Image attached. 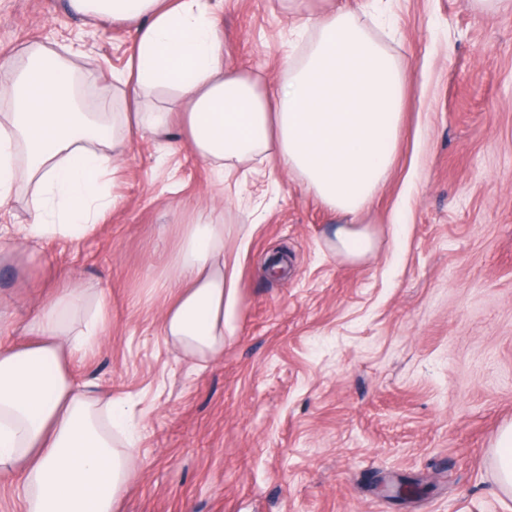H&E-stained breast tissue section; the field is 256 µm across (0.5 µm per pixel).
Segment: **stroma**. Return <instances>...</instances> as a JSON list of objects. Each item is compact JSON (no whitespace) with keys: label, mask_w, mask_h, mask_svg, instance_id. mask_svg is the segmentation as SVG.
Masks as SVG:
<instances>
[{"label":"stroma","mask_w":512,"mask_h":512,"mask_svg":"<svg viewBox=\"0 0 512 512\" xmlns=\"http://www.w3.org/2000/svg\"><path fill=\"white\" fill-rule=\"evenodd\" d=\"M218 17L227 62L287 79L303 42L285 0H223ZM363 22L408 74L372 255L329 253L326 210L276 153L222 182L177 132L132 138L80 240L0 256L18 314L60 288L108 302L101 345L69 371L133 405L118 512H512L492 465L512 425V6L380 0ZM35 43L106 74L132 49L68 0H0V59ZM203 209L237 271L219 361L160 335L169 261ZM402 480L423 493L388 497Z\"/></svg>","instance_id":"1"}]
</instances>
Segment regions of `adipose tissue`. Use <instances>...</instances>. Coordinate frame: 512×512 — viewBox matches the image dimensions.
<instances>
[{"label":"adipose tissue","mask_w":512,"mask_h":512,"mask_svg":"<svg viewBox=\"0 0 512 512\" xmlns=\"http://www.w3.org/2000/svg\"><path fill=\"white\" fill-rule=\"evenodd\" d=\"M98 24L120 22L134 37L124 70L113 73L120 106L103 102L83 117L73 71L44 45L0 59L9 111L0 119V205L11 202L18 153H27L34 186L27 223L0 236L80 238L109 209V184L132 135L161 136L180 118L196 157L221 174L278 145L285 170L298 174L332 217L330 251L358 260L374 240L363 222L387 182L401 133L407 68L360 23L349 5L299 15L309 34L288 79L270 87L225 61L212 0H68ZM168 106L148 108L146 94ZM168 283L175 293L162 316L165 343L202 359L224 356V331L236 302L224 261V227L199 214L187 225ZM108 317L104 298L68 288L22 319L24 343L0 342V478L17 479L23 512H115L135 451L123 446L121 400L72 380L66 362L94 352Z\"/></svg>","instance_id":"adipose-tissue-1"}]
</instances>
